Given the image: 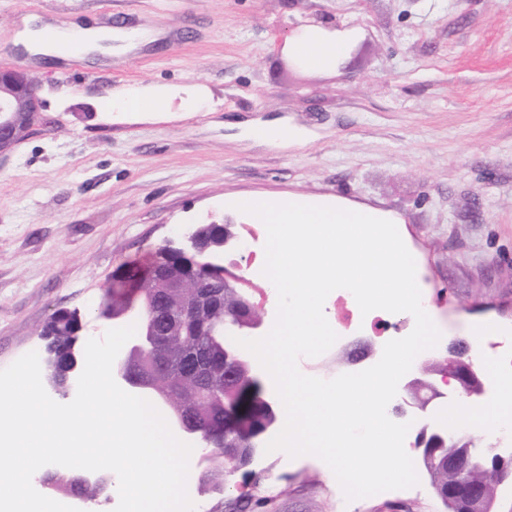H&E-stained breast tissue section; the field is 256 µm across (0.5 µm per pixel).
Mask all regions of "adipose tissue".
Segmentation results:
<instances>
[{
  "label": "adipose tissue",
  "mask_w": 512,
  "mask_h": 512,
  "mask_svg": "<svg viewBox=\"0 0 512 512\" xmlns=\"http://www.w3.org/2000/svg\"><path fill=\"white\" fill-rule=\"evenodd\" d=\"M19 44L31 55L43 57L44 61L68 59L66 36L49 41L45 38L46 23L35 18L22 21ZM359 37L358 30H329L322 26H308L288 38L289 53L302 65L317 70H337L343 67L351 49ZM499 393L493 406H473L459 403L454 411L460 424L472 430L490 431L512 424V381L498 383Z\"/></svg>",
  "instance_id": "obj_1"
}]
</instances>
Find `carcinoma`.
I'll return each mask as SVG.
<instances>
[{
    "mask_svg": "<svg viewBox=\"0 0 512 512\" xmlns=\"http://www.w3.org/2000/svg\"><path fill=\"white\" fill-rule=\"evenodd\" d=\"M183 263V257L160 246L146 262L124 268L126 278L137 281L138 287L119 288L113 280L106 287L105 295L113 306L119 308L130 303L134 297L141 301L152 293L154 283L150 277L140 276V271ZM244 300H251L246 289H225L224 303L197 316L191 334L166 337L160 351L144 356L133 366V372L138 378L152 383L166 394L163 405L168 414L183 413L193 418L205 433L222 431L224 439L238 442L248 440L265 425L277 422V418L266 413L262 403L264 388L252 376L249 367H238L233 380L225 376L224 346L228 339L222 334V321L234 318L236 308ZM80 329L81 318L76 312L61 308L52 314L41 332L45 340L50 377L61 390L64 389L70 369L71 352H76L79 357L84 355L85 346L77 342ZM189 354L205 355L208 369L198 371L193 377L182 376L179 363ZM472 443L473 440L463 434L447 436L436 444L428 442L422 449L423 466L435 486L445 487L465 479L482 485L489 496L494 497L497 487L490 470L494 464L495 452L490 448H483L465 454L466 448ZM461 455L464 456L461 470L455 472L442 466L443 459ZM237 473L235 464L230 461L225 467L207 466L204 477L214 487H229ZM47 475L56 487L78 491L89 500L95 499L103 491L102 484L112 478L111 471L103 470L100 483L78 488L71 477L52 470L47 471Z\"/></svg>",
    "mask_w": 512,
    "mask_h": 512,
    "instance_id": "carcinoma-1",
    "label": "carcinoma"
}]
</instances>
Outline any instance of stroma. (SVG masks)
Wrapping results in <instances>:
<instances>
[{
	"label": "stroma",
	"mask_w": 512,
	"mask_h": 512,
	"mask_svg": "<svg viewBox=\"0 0 512 512\" xmlns=\"http://www.w3.org/2000/svg\"><path fill=\"white\" fill-rule=\"evenodd\" d=\"M158 40L67 63L35 60L17 43L23 18ZM322 24L361 36L344 68L294 64L283 42ZM27 69L44 108L30 135L0 155V369L40 351L53 312L78 310L86 338L102 337L97 308L113 273L145 260L191 227L230 221L259 234L236 201L338 198L401 218L416 279L442 333L445 359L477 324L483 347H512V0H0V67ZM162 87L167 111L113 110L129 92ZM283 119L301 144L252 139L251 123ZM252 250L224 249L272 328L277 292ZM336 343L301 357L324 380L376 364L409 313L367 326L345 296L327 297ZM196 512H233L240 495L262 512H447L426 470L417 486L345 501L313 456L258 453L224 494Z\"/></svg>",
	"instance_id": "35a3bbf8"
}]
</instances>
